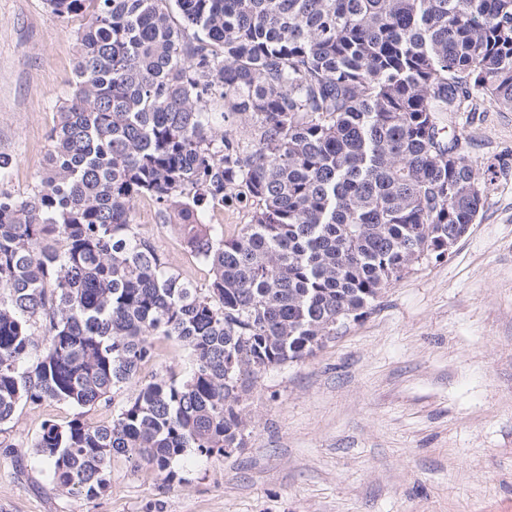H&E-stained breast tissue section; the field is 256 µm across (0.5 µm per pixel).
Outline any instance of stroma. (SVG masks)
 <instances>
[{"label": "stroma", "instance_id": "1", "mask_svg": "<svg viewBox=\"0 0 512 512\" xmlns=\"http://www.w3.org/2000/svg\"><path fill=\"white\" fill-rule=\"evenodd\" d=\"M74 21L45 0H0V153L10 187L46 164L74 81ZM453 134L489 185L476 224L416 263L373 310L249 393L243 447L189 454L164 483L112 461L88 500L56 489L29 449L72 407H20L0 426V512H512V111L483 102ZM132 218L172 269L193 260L150 198Z\"/></svg>", "mask_w": 512, "mask_h": 512}]
</instances>
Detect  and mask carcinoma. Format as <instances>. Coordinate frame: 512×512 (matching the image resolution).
Segmentation results:
<instances>
[{
    "instance_id": "cac0c4a2",
    "label": "carcinoma",
    "mask_w": 512,
    "mask_h": 512,
    "mask_svg": "<svg viewBox=\"0 0 512 512\" xmlns=\"http://www.w3.org/2000/svg\"><path fill=\"white\" fill-rule=\"evenodd\" d=\"M47 4L81 20L75 83L26 192L0 153V425L22 404L110 403L154 336L188 353L109 421L42 424L32 454L91 500L114 457L171 481L189 451L242 447L264 373L475 223L487 182L447 128L477 97L512 111V0ZM233 115L253 132L224 129ZM231 190L252 215L226 239L206 215ZM139 196L177 218L207 283L139 231Z\"/></svg>"
}]
</instances>
